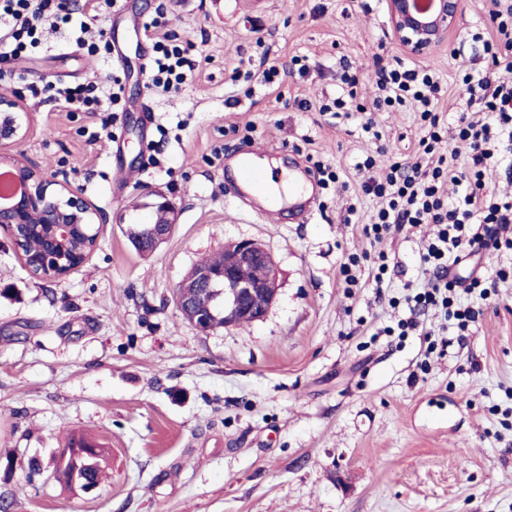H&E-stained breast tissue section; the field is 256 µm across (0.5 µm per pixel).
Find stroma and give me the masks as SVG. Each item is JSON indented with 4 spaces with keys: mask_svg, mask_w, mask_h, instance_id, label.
<instances>
[{
    "mask_svg": "<svg viewBox=\"0 0 512 512\" xmlns=\"http://www.w3.org/2000/svg\"><path fill=\"white\" fill-rule=\"evenodd\" d=\"M116 26L124 60L88 57L55 41L21 62L29 80L81 82L120 72L125 110L112 134L56 105L33 108L21 149L67 178L101 217L97 250L65 280L34 279L0 228V505L8 512H512V281L481 301L466 331L427 355L419 334L385 335L404 312L388 296L425 283L421 235L367 239L379 202L354 165L375 173L412 154L422 130L409 109H373L375 74L401 56L384 0H118L92 16ZM494 0H464L448 43L431 59L455 95L457 58L485 71L473 33L492 27ZM163 14L170 31L208 56L178 94L145 88L151 40L136 17ZM305 59L299 72L294 57ZM279 62L276 87L253 73ZM358 67L361 111H323L341 92L340 64ZM456 111L468 109L456 97ZM373 122L374 140L362 126ZM250 136L257 156L288 170L316 159L350 186L319 192L311 217L241 206L224 166ZM160 193L178 222L150 256L127 224ZM356 222H349V214ZM241 239L262 242L278 269V299L260 321L204 332L175 290L202 261ZM367 254L356 285L339 267ZM388 257L383 283L378 254ZM106 448L97 491L51 476L69 435Z\"/></svg>",
    "mask_w": 512,
    "mask_h": 512,
    "instance_id": "1",
    "label": "stroma"
}]
</instances>
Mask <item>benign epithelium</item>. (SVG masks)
<instances>
[{
    "mask_svg": "<svg viewBox=\"0 0 512 512\" xmlns=\"http://www.w3.org/2000/svg\"><path fill=\"white\" fill-rule=\"evenodd\" d=\"M390 34L410 57L426 59L448 43L458 25L461 0H385ZM33 114L22 99L0 96V170L18 189L0 198V225L8 230L16 251H21L32 225L46 236L42 254L23 257L29 273L44 281H61L78 269L90 254L72 259L70 242L85 224L97 223V210L66 180L45 175L19 150L31 130ZM166 215L161 224H129L138 231L136 244L159 247L176 223L175 208L164 196L148 203ZM224 289V326H242L263 319L278 294L277 268L272 254L259 242L241 239L224 251L218 267H198L176 290L182 315L201 331L218 329L212 321L211 293Z\"/></svg>",
    "mask_w": 512,
    "mask_h": 512,
    "instance_id": "benign-epithelium-1",
    "label": "benign epithelium"
}]
</instances>
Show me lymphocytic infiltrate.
Instances as JSON below:
<instances>
[{
	"label": "lymphocytic infiltrate",
	"instance_id": "1",
	"mask_svg": "<svg viewBox=\"0 0 512 512\" xmlns=\"http://www.w3.org/2000/svg\"><path fill=\"white\" fill-rule=\"evenodd\" d=\"M496 17L494 31L473 36L488 56L486 72L466 71L457 79L459 96L475 106L473 112L461 113L458 118L457 137L469 148L463 165L449 159L451 150L442 122L449 103L436 68L400 59L378 74L377 105L416 106L423 129L416 151L428 156L430 164L425 167L417 161L398 159L384 175L376 177L372 174L373 157L358 162L356 171L367 174L362 191L384 201L362 232L379 240L388 234L413 233L425 224L437 228L418 259L422 272L431 277L430 285L391 298V306H405L409 315L396 326L387 327V334L404 337L419 331L432 338V330L420 320L431 308L442 309L457 328L467 329L479 310L462 303V292L477 293L482 299L490 294L489 281L476 277L463 287L449 278L448 268L468 261L476 250L485 247V239L473 233V225L512 223V197L485 191L499 167L512 174V161H504L499 149L503 139L512 140V0H504ZM71 20L69 0H0V84L20 78L19 72L6 68V61L27 59L33 48L61 35L76 53L94 56L109 48L104 29L84 21L75 26ZM164 26L158 15L143 24L153 40L150 84L161 92L176 93L201 69L204 60L191 55L177 35L165 31ZM27 90L33 99L54 102L66 111L101 115L105 129L115 122L122 107L123 87L115 76L106 87L93 78L76 85L46 81L28 85Z\"/></svg>",
	"mask_w": 512,
	"mask_h": 512
}]
</instances>
